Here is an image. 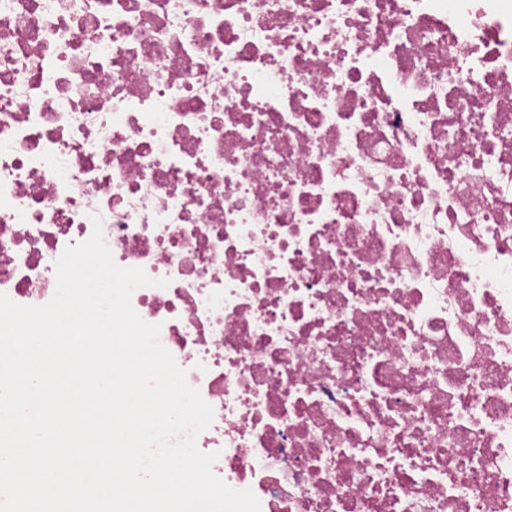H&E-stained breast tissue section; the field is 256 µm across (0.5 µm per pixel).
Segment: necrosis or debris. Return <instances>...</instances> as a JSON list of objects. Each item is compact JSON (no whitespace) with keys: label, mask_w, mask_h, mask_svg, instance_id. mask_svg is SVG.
<instances>
[{"label":"necrosis or debris","mask_w":512,"mask_h":512,"mask_svg":"<svg viewBox=\"0 0 512 512\" xmlns=\"http://www.w3.org/2000/svg\"><path fill=\"white\" fill-rule=\"evenodd\" d=\"M97 217L261 512H512V0H0V293Z\"/></svg>","instance_id":"obj_1"}]
</instances>
